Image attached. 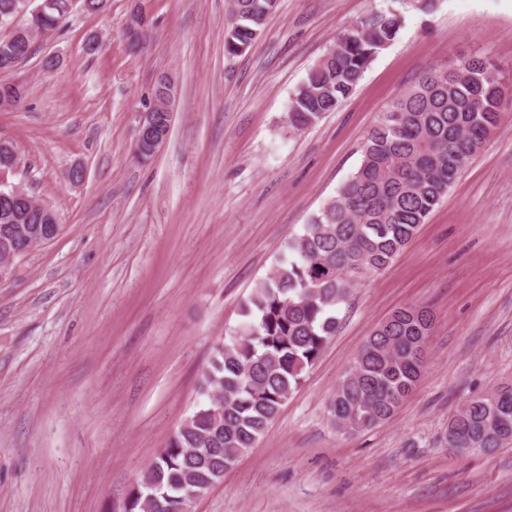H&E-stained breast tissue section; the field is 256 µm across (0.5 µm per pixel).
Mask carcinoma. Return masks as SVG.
I'll return each instance as SVG.
<instances>
[{
  "mask_svg": "<svg viewBox=\"0 0 512 512\" xmlns=\"http://www.w3.org/2000/svg\"><path fill=\"white\" fill-rule=\"evenodd\" d=\"M45 32L62 27L72 0H51ZM278 0H229L224 52L239 56L262 34ZM25 17L3 55L27 59L30 0H0V21ZM402 11L369 14L342 30L290 96L286 132L315 125L355 91L377 55L395 40ZM457 70L430 68L399 94L370 132L357 170L314 214L243 307V321L218 344L199 385L207 399L187 416L131 487L122 512H185L186 490L206 492L255 447L302 383L329 339L336 308L362 279L385 269L447 194L470 158L509 113L512 94L491 55L462 56ZM50 207L0 200V231L42 237ZM433 316L422 306L394 311L364 343L339 383L329 414L358 432L390 418L424 372ZM448 447L492 452L512 445V384L470 400L448 421Z\"/></svg>",
  "mask_w": 512,
  "mask_h": 512,
  "instance_id": "obj_1",
  "label": "carcinoma"
}]
</instances>
